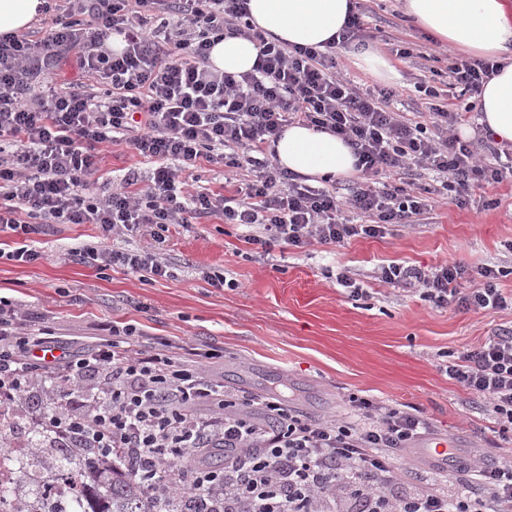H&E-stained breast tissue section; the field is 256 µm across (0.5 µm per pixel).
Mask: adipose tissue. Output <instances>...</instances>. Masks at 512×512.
Returning <instances> with one entry per match:
<instances>
[{"label":"adipose tissue","mask_w":512,"mask_h":512,"mask_svg":"<svg viewBox=\"0 0 512 512\" xmlns=\"http://www.w3.org/2000/svg\"><path fill=\"white\" fill-rule=\"evenodd\" d=\"M353 0H248L252 22L268 36L299 46H317L341 31ZM405 14L420 29L451 47L500 63L479 98V122L502 146H512V0H404ZM258 50L248 39L228 34L211 50L220 71L253 69ZM280 166L310 182L356 174L353 149L335 134L291 124L276 146Z\"/></svg>","instance_id":"adipose-tissue-1"}]
</instances>
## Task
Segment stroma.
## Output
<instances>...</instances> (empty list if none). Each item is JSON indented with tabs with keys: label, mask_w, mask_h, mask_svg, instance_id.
Masks as SVG:
<instances>
[{
	"label": "stroma",
	"mask_w": 512,
	"mask_h": 512,
	"mask_svg": "<svg viewBox=\"0 0 512 512\" xmlns=\"http://www.w3.org/2000/svg\"><path fill=\"white\" fill-rule=\"evenodd\" d=\"M365 14L363 48L387 58L409 86L446 59L423 53L435 39L406 17L401 0H357ZM416 48L411 59L396 47ZM151 163L124 144L106 151L95 187L108 191L128 171ZM409 226H389L376 238L342 247H273L257 254L246 227L211 217L170 227L165 258L171 275L152 282L122 270L98 271L69 260L78 244L96 242L93 224H54L34 234L41 259L0 258V297L27 316L30 335L52 334L74 351L111 338L113 327L135 325L148 347L168 341L195 349L207 376L241 398L263 402L279 394L296 413L319 422L362 423L350 395L379 407L406 408L432 423L431 438L480 457L512 462V432L501 433L488 400L465 390L444 370L450 356L512 328V307L491 312L439 307L418 291L380 281L379 267L396 262L424 270L443 263L469 277L484 266L506 269L503 296L512 297V180L474 188L466 207L442 194ZM223 272L228 285L210 286L203 270ZM349 271L362 294L336 282Z\"/></svg>",
	"instance_id": "35a3bbf8"
}]
</instances>
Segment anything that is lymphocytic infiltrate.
<instances>
[{
	"label": "lymphocytic infiltrate",
	"instance_id": "f902f5d3",
	"mask_svg": "<svg viewBox=\"0 0 512 512\" xmlns=\"http://www.w3.org/2000/svg\"><path fill=\"white\" fill-rule=\"evenodd\" d=\"M40 11L51 20L43 39L0 34V233L22 239L13 250L0 248V257L34 263L41 254L29 235L50 224H94L97 245L71 248L69 259L151 281L170 275L160 252L122 246L148 226L161 244L169 225L215 216L249 227L248 242L264 254L277 245L341 247L424 213L426 196L403 185L414 169L439 175L440 193L460 208L475 186L512 177L511 150H491L487 163L482 139L455 133L498 62L451 58L447 87L465 104L419 82L425 110L421 120L406 118L389 107L394 90L360 89L338 69L337 47L361 36L359 12L317 49L269 40L250 22L246 0H43ZM228 32L255 43L252 72L211 66L210 50ZM114 37L122 48L111 52L105 43ZM69 52L93 87L57 82ZM294 123L347 141L361 182L339 195L280 167L274 145ZM122 143L150 160L152 171L144 178L128 172L111 192H95L104 148ZM204 162L246 178L232 195L196 189L183 173ZM387 173L400 185H379ZM348 210L366 223L349 222ZM503 274L481 268L476 285L464 290L457 264L379 269L382 282L476 312L507 307L497 286ZM26 322L0 298V415L16 414L33 389L50 395L32 407L30 422L0 430L2 444L18 439L30 448H97L153 460L145 478L177 500V512H512V463L469 464L464 483L401 478L396 458L429 428L422 415L375 409L355 396L363 425L320 423L272 397L263 422L249 400L226 393L186 355L134 347L135 327L113 330L89 354L65 352L46 363L31 351L55 341L29 335ZM101 371L103 387L85 389L86 377ZM447 372L488 399L501 432H512V329L449 361ZM206 448L223 449L222 473L203 464Z\"/></svg>",
	"mask_w": 512,
	"mask_h": 512
}]
</instances>
